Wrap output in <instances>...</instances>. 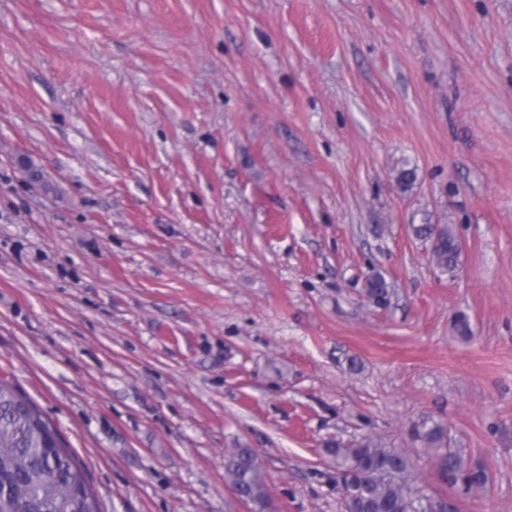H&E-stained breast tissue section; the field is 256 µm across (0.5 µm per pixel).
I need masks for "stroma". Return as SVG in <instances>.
<instances>
[{
	"instance_id": "stroma-1",
	"label": "stroma",
	"mask_w": 512,
	"mask_h": 512,
	"mask_svg": "<svg viewBox=\"0 0 512 512\" xmlns=\"http://www.w3.org/2000/svg\"><path fill=\"white\" fill-rule=\"evenodd\" d=\"M0 376L101 512H252L244 447L269 512H344L366 437L512 512V0H0ZM414 232L418 237L430 242L433 257L439 268L445 270L455 268L460 255V245L447 227L437 224H419L414 228ZM366 297L376 305L387 303L390 291L388 284L380 274H371L366 277L364 284ZM415 439L420 441L424 448H437L438 468L441 477L453 486H460L466 492L485 488L489 482V475L480 466H467L462 458L450 448L442 450L444 446V429L441 424L435 423L424 431L416 430ZM224 475L232 489L253 511L265 512L269 498L265 475L252 448H236L224 458Z\"/></svg>"
}]
</instances>
